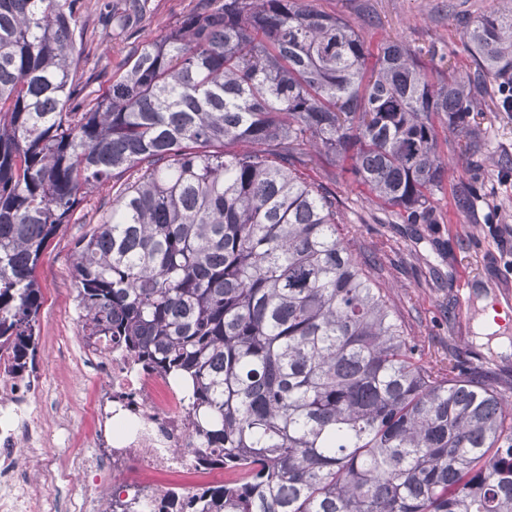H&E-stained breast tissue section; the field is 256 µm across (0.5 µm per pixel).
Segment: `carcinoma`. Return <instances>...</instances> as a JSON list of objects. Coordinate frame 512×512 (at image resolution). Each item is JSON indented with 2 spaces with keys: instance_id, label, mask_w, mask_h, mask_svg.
Returning <instances> with one entry per match:
<instances>
[{
  "instance_id": "obj_1",
  "label": "carcinoma",
  "mask_w": 512,
  "mask_h": 512,
  "mask_svg": "<svg viewBox=\"0 0 512 512\" xmlns=\"http://www.w3.org/2000/svg\"><path fill=\"white\" fill-rule=\"evenodd\" d=\"M501 2L463 23L461 77L396 36L372 51L309 0H198L99 94L77 0H0V352L34 368L35 269L109 184L78 246L79 322L190 384L194 452L228 478L186 512H512V394L416 357L336 196L292 169L313 147L436 223L438 129L512 86Z\"/></svg>"
}]
</instances>
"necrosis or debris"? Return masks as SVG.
<instances>
[{"instance_id": "obj_1", "label": "necrosis or debris", "mask_w": 512, "mask_h": 512, "mask_svg": "<svg viewBox=\"0 0 512 512\" xmlns=\"http://www.w3.org/2000/svg\"><path fill=\"white\" fill-rule=\"evenodd\" d=\"M82 356L88 367L107 378L104 392L91 407L94 436L106 452L75 458L71 469L59 474L63 490L53 502L57 512H103L85 478L114 461L124 462L123 479L130 487L138 485L144 470L197 471L179 386L168 378L135 371L117 352L108 361L91 348ZM42 390L39 380L11 370L0 358V512H35L44 497L43 487L24 465L25 456H40L47 444L46 420L53 406L42 400Z\"/></svg>"}]
</instances>
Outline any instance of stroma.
I'll return each instance as SVG.
<instances>
[{
	"mask_svg": "<svg viewBox=\"0 0 512 512\" xmlns=\"http://www.w3.org/2000/svg\"><path fill=\"white\" fill-rule=\"evenodd\" d=\"M129 0H83L89 17L88 73L106 87L101 73L119 62L135 40L164 35L195 5V0H147L143 11ZM317 10L334 14L361 29L372 42L383 36L404 38L429 65L468 73L471 58L462 43L461 21L497 8L498 0H313ZM480 113L468 131L448 133L442 150L448 176L432 198L434 224H409L397 209L380 205L368 191L342 174L338 165L316 156L298 165V174L326 186L340 202L343 227L372 256L371 273L386 296L417 355L425 362L482 367L492 382H512V347L500 352L478 339L480 301H506L504 336L512 340V112L498 109L496 92L480 97ZM474 138L477 152L464 156L457 142ZM112 200L103 186L87 194L72 223L47 244L35 271L42 303L36 321V374L50 397L64 406L66 433L50 428L41 466L66 470L72 453L94 450L89 413L72 407L90 402L106 384L103 375L76 361L84 340L78 320L73 279L75 246L100 218L99 206ZM473 280L469 305H462L459 281Z\"/></svg>",
	"mask_w": 512,
	"mask_h": 512,
	"instance_id": "stroma-1",
	"label": "stroma"
}]
</instances>
